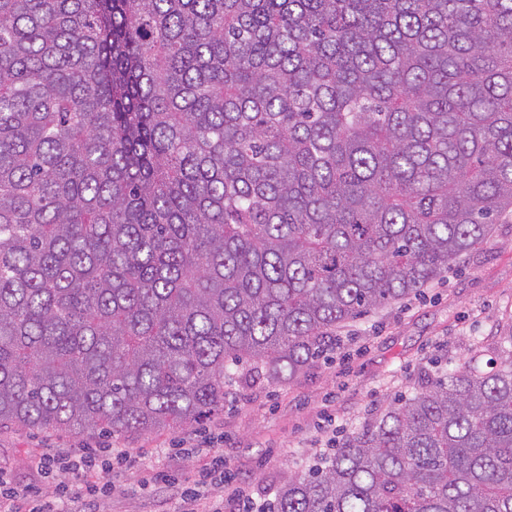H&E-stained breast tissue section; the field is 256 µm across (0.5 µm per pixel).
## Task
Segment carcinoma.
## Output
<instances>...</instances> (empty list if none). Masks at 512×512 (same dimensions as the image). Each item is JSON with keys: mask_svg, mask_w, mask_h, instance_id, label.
Returning <instances> with one entry per match:
<instances>
[{"mask_svg": "<svg viewBox=\"0 0 512 512\" xmlns=\"http://www.w3.org/2000/svg\"><path fill=\"white\" fill-rule=\"evenodd\" d=\"M512 214V0H0V428L199 424ZM267 512H512V330Z\"/></svg>", "mask_w": 512, "mask_h": 512, "instance_id": "carcinoma-1", "label": "carcinoma"}]
</instances>
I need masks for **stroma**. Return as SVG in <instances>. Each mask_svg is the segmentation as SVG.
I'll use <instances>...</instances> for the list:
<instances>
[{"mask_svg":"<svg viewBox=\"0 0 512 512\" xmlns=\"http://www.w3.org/2000/svg\"><path fill=\"white\" fill-rule=\"evenodd\" d=\"M512 329V220L447 273L415 294L336 330V352L300 377L258 380L229 390L224 411L203 424L138 436L0 429V470L30 490L45 512H65L55 499L61 472L41 468L47 452L122 448L137 466L113 464L112 492L90 512H181V493L196 486L201 512H240V498L273 499L285 477L330 453L342 432L360 426L398 394L414 392L423 371L459 366L474 341L485 347ZM223 448L224 470L203 450Z\"/></svg>","mask_w":512,"mask_h":512,"instance_id":"obj_1","label":"stroma"}]
</instances>
